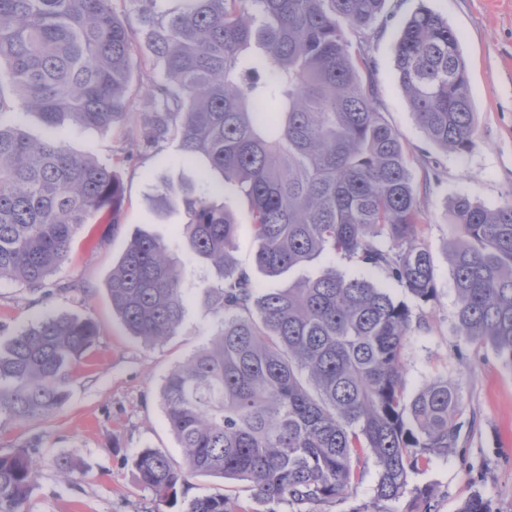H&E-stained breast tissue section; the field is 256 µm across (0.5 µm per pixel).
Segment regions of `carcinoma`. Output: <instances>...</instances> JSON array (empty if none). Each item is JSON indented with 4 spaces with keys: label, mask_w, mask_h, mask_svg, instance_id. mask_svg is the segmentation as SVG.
<instances>
[{
    "label": "carcinoma",
    "mask_w": 512,
    "mask_h": 512,
    "mask_svg": "<svg viewBox=\"0 0 512 512\" xmlns=\"http://www.w3.org/2000/svg\"><path fill=\"white\" fill-rule=\"evenodd\" d=\"M0 0V279L42 288L68 260L77 230L106 212L120 224L117 166L84 155L67 129L94 126L145 149L178 140L207 164V191L166 185L179 201L186 254L206 264L211 337L164 378L166 420L191 473L247 481L254 498L320 512L357 486L368 456L374 497L352 512H390L409 475L457 447L461 403L439 378L405 399L402 361L413 313L368 280L329 267L286 288H260L232 255L238 224L224 187L244 198L254 262L269 278L325 253L381 271L417 301L434 298L418 189L398 134L383 118L364 44L387 0ZM148 100L128 121L134 71ZM394 70L418 125L444 150L474 144L475 112L459 40L426 8L403 20ZM33 114L45 135L30 138ZM458 330L512 365V202L465 196L451 209ZM130 335L158 343L186 311L182 264L158 239L129 240L107 281ZM90 319L43 318L0 351V419L28 424L61 407L91 351ZM34 439L0 454V512H26L37 479ZM69 481L82 472L54 461ZM157 502L182 475L169 457L133 458ZM186 512H238L217 491Z\"/></svg>",
    "instance_id": "obj_1"
}]
</instances>
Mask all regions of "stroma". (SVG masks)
<instances>
[{"mask_svg":"<svg viewBox=\"0 0 512 512\" xmlns=\"http://www.w3.org/2000/svg\"><path fill=\"white\" fill-rule=\"evenodd\" d=\"M447 20L457 34L469 76L475 112V146L466 153L446 152L432 145L416 123L394 72L399 23L419 8ZM396 20L371 43L377 66L374 82L384 118L396 130L410 160L423 214L425 243L432 255L436 296L429 303L410 299L384 273L359 267L342 258H320L307 274L325 266L362 276L393 298L408 303L422 317L407 339L402 380L406 398L440 377L455 383L462 400L463 428L449 454L432 459L412 473L409 491L390 502L391 512H458L475 494L492 512H512V365L488 346L465 340L457 329L458 300L448 263L454 238L451 203L459 196L496 208L512 201V0H387ZM71 142L79 151L105 160L135 152V145L96 127H77ZM202 162H184L175 143L159 154L141 155L120 174L126 187L124 222L111 226L105 214L89 218L76 233L69 259L52 275L59 289L50 298L24 285L0 280V347L17 332L48 315L93 319L99 334L90 354L69 386V396L51 417L27 425L0 423V454L11 452L32 437H40V473L28 502L29 512H185L190 499L223 492L246 512H264L247 483L201 475L187 476L174 498L155 502L144 491L132 466L142 449L169 456L184 469V453L171 431L161 404L164 377L204 343L213 318L200 303L211 284L208 267L186 257L176 229L185 223L182 208H163L162 186H191L204 192ZM224 202L235 213L239 228L234 250L243 269L259 287H276V280L257 270L248 208L233 191ZM149 234L180 257L187 307L176 336L148 345L131 336L112 312L105 287L113 265L131 235ZM80 282V293L61 291L63 283ZM70 457L83 470L77 484L56 471V456ZM427 488L420 501L415 488Z\"/></svg>","mask_w":512,"mask_h":512,"instance_id":"stroma-1","label":"stroma"}]
</instances>
